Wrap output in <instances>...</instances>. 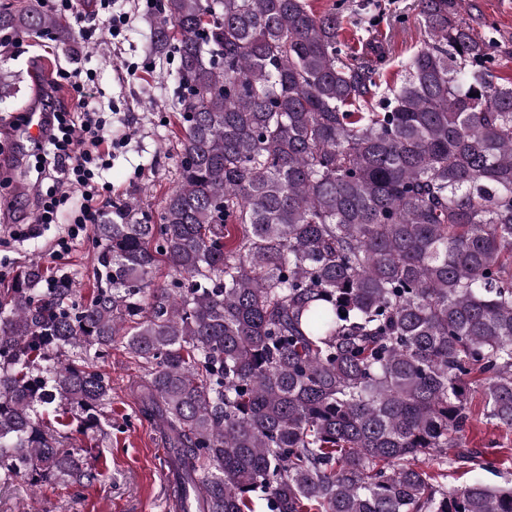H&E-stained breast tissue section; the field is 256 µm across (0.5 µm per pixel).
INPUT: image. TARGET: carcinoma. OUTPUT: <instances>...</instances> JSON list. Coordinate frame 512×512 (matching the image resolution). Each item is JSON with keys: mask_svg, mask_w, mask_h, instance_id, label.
Wrapping results in <instances>:
<instances>
[{"mask_svg": "<svg viewBox=\"0 0 512 512\" xmlns=\"http://www.w3.org/2000/svg\"><path fill=\"white\" fill-rule=\"evenodd\" d=\"M431 41L380 56L307 0H159L175 49L179 185L92 226L91 300L30 265L0 289V481L97 479L40 410L101 430L121 341L180 512H512L472 470L469 403L512 434V77L462 0H415ZM65 21L0 3V38ZM177 273L146 292L156 265Z\"/></svg>", "mask_w": 512, "mask_h": 512, "instance_id": "1", "label": "carcinoma"}]
</instances>
